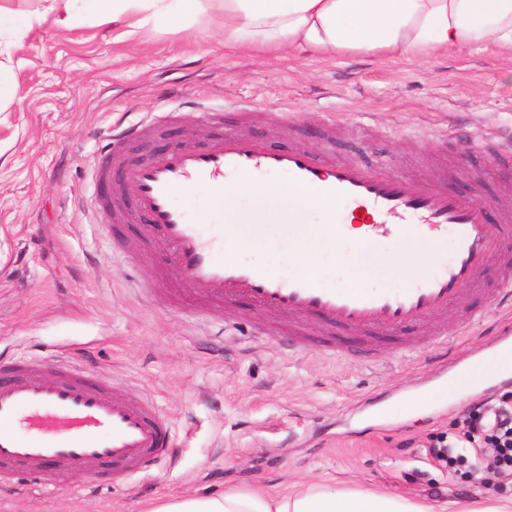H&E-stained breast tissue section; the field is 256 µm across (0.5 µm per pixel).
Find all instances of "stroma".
Instances as JSON below:
<instances>
[{
  "instance_id": "35a3bbf8",
  "label": "stroma",
  "mask_w": 512,
  "mask_h": 512,
  "mask_svg": "<svg viewBox=\"0 0 512 512\" xmlns=\"http://www.w3.org/2000/svg\"><path fill=\"white\" fill-rule=\"evenodd\" d=\"M0 21V61L15 82L0 112V358L45 360L87 370L146 396L171 424L173 464L123 485L45 489L20 475L0 486V512H144L183 493L220 496L263 484L383 489L432 502L481 500L512 484L464 477L429 454L466 408L512 392V373L443 397L423 413L410 395L440 386L430 350L381 340L371 358L337 334L329 351L272 340L274 325L248 304L189 312L160 292L136 293L171 260L142 244L137 225L102 223L95 164L118 124L151 122L125 149L148 159L176 144L185 120L161 121L170 99L195 110L255 112L245 130L296 141L339 159L381 164L490 205L512 190V165L492 148L512 135V51L478 43L416 58L372 52L336 57L244 53L225 48L224 16L176 27L147 22L131 36L83 24L28 28L40 0H15ZM287 239L255 248L246 262L282 277L306 274L338 288H401L408 273L378 270L381 245L344 239L314 271L288 259ZM505 316L486 309L466 322L456 353L481 354Z\"/></svg>"
}]
</instances>
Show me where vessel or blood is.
Returning a JSON list of instances; mask_svg holds the SVG:
<instances>
[{
	"label": "vessel or blood",
	"instance_id": "1",
	"mask_svg": "<svg viewBox=\"0 0 512 512\" xmlns=\"http://www.w3.org/2000/svg\"><path fill=\"white\" fill-rule=\"evenodd\" d=\"M273 172L287 174L289 186L312 188L315 197L365 212L369 241L432 244L454 233L452 257L408 287L382 290L328 287L314 277L285 279L231 251L216 259L218 244L250 232L249 225L225 218V176L257 187L262 174ZM97 177L113 181L115 194L130 204L143 240L170 255L171 272L158 278L154 289L178 286L189 307L247 300L258 313L287 318L288 337L297 345L317 322L390 337L410 326L445 321L478 290L479 275L490 266L497 271L495 307L512 304V200L507 198L487 208L444 188L421 187L380 165L339 161L301 144L281 149L268 138L235 130L199 146L158 152L146 162L111 152L99 163ZM203 182L214 191L200 225L173 199ZM43 372L31 359L0 358V475L25 472L57 489L71 480L84 486L119 482L174 458L169 422L146 399L65 367L51 383Z\"/></svg>",
	"mask_w": 512,
	"mask_h": 512
}]
</instances>
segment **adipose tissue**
Listing matches in <instances>:
<instances>
[{
  "instance_id": "adipose-tissue-1",
  "label": "adipose tissue",
  "mask_w": 512,
  "mask_h": 512,
  "mask_svg": "<svg viewBox=\"0 0 512 512\" xmlns=\"http://www.w3.org/2000/svg\"><path fill=\"white\" fill-rule=\"evenodd\" d=\"M208 6L224 13L225 45L246 51L288 47L323 55L377 50L416 56L483 41L512 49V0H100L96 23L130 34L147 21L178 23ZM244 196L256 205L239 212V219L255 224L257 233L295 239V263L328 247L322 232L306 226L299 205L309 200L328 212L334 202L310 200L298 187L255 191L240 185L225 190V207ZM147 512H512V495L458 502L449 511L378 490L230 487L220 497L190 494Z\"/></svg>"
}]
</instances>
